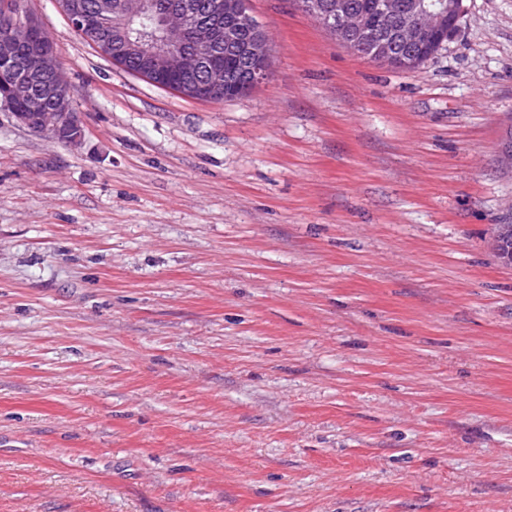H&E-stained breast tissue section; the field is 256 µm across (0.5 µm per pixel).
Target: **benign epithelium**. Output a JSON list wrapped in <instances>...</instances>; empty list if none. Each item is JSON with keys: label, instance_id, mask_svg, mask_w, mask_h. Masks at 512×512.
Returning <instances> with one entry per match:
<instances>
[{"label": "benign epithelium", "instance_id": "obj_1", "mask_svg": "<svg viewBox=\"0 0 512 512\" xmlns=\"http://www.w3.org/2000/svg\"><path fill=\"white\" fill-rule=\"evenodd\" d=\"M81 34H95L96 51L116 65L133 59L135 75L191 99H224L225 85L238 82L247 93L267 79L271 65V35L255 23L244 25L247 0H173L159 6L157 0H97L95 13L87 15L81 0H58ZM155 19L159 36L152 40H130L125 36L129 11ZM307 13L341 42L355 51L371 40L375 51L370 59L389 66L400 64L414 69L442 49L438 43L431 53L416 51L420 42L442 31L453 36L463 16L461 0H438L433 8H408L404 15L394 12L388 2L377 5L374 15L355 3L339 5L333 0H311ZM42 26L31 14L11 17L0 36V63L9 74L0 90V105L22 126L53 142L77 145L84 138L80 113L74 111L64 80L61 52L53 42L41 39ZM241 62L240 73L224 69V59ZM48 102L51 119L41 126L26 103ZM499 157L512 172V126L502 135ZM493 248L501 263L512 266V252L502 249V236L512 231L498 225Z\"/></svg>", "mask_w": 512, "mask_h": 512}]
</instances>
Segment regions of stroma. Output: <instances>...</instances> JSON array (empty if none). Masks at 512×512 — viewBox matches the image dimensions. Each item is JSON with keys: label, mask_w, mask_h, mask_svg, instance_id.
I'll return each instance as SVG.
<instances>
[{"label": "stroma", "mask_w": 512, "mask_h": 512, "mask_svg": "<svg viewBox=\"0 0 512 512\" xmlns=\"http://www.w3.org/2000/svg\"><path fill=\"white\" fill-rule=\"evenodd\" d=\"M26 5L85 138L0 109V512H512V0L413 70L249 0L218 102Z\"/></svg>", "instance_id": "obj_1"}]
</instances>
